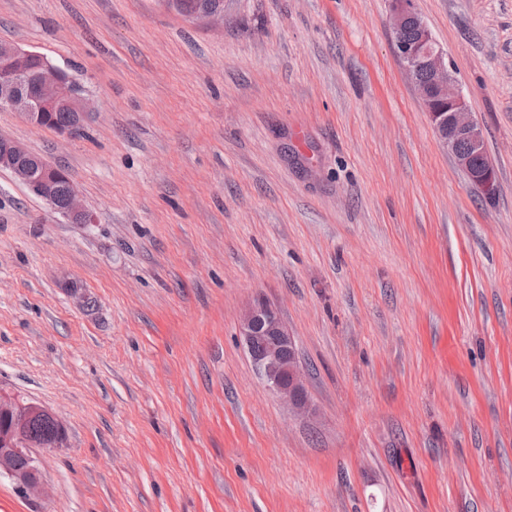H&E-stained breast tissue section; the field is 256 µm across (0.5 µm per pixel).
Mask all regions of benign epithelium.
Returning <instances> with one entry per match:
<instances>
[{
  "label": "benign epithelium",
  "instance_id": "benign-epithelium-1",
  "mask_svg": "<svg viewBox=\"0 0 512 512\" xmlns=\"http://www.w3.org/2000/svg\"><path fill=\"white\" fill-rule=\"evenodd\" d=\"M413 24L420 31V40L415 44L402 40L404 29ZM392 32L396 52L420 97L428 104L430 120L443 144L467 172L470 182L486 197L494 196L497 185L492 165L487 162L480 169L472 165L475 157L485 155L483 131L468 111L453 68L414 11L411 0H397L392 13ZM61 104L73 108L78 120L86 112L84 93L76 82L62 79L61 68L38 53L1 43L0 109L18 112L34 124L45 121ZM0 167L12 171L32 194L51 204L50 192L59 179L58 167L2 136ZM69 188V203L61 215L74 224L93 223L94 216L80 202L74 182H69ZM239 334L269 390L292 408L310 410L296 344L278 309L263 299L249 304L240 317ZM47 414L49 411L38 403H24L15 394L0 391V475L10 478L17 492L26 498L36 496L41 485L31 449L61 448L65 443L62 427L48 442L39 443L32 438V420ZM19 458L29 463L24 475L13 466Z\"/></svg>",
  "mask_w": 512,
  "mask_h": 512
}]
</instances>
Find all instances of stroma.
Returning a JSON list of instances; mask_svg holds the SVG:
<instances>
[{
  "instance_id": "1",
  "label": "stroma",
  "mask_w": 512,
  "mask_h": 512,
  "mask_svg": "<svg viewBox=\"0 0 512 512\" xmlns=\"http://www.w3.org/2000/svg\"><path fill=\"white\" fill-rule=\"evenodd\" d=\"M483 130L484 197L395 52L390 0H0V42L87 91L64 168L94 223L0 168V391L63 423L0 512H512V0H413ZM297 345L315 412L238 322ZM239 334L269 390L290 407L309 411L296 344L278 309L263 299L249 304L240 317Z\"/></svg>"
}]
</instances>
